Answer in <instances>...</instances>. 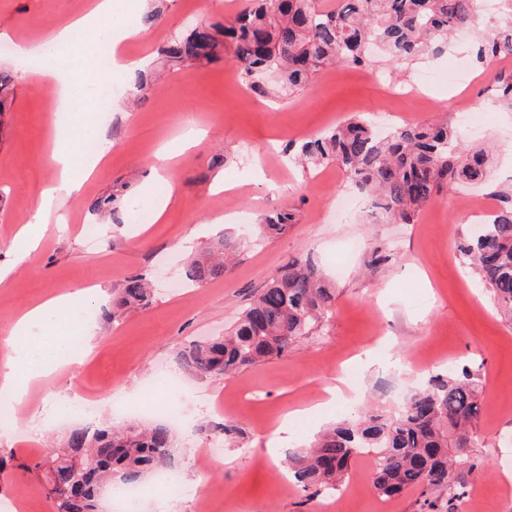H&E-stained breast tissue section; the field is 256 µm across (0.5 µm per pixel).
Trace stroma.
Wrapping results in <instances>:
<instances>
[{
	"instance_id": "1",
	"label": "stroma",
	"mask_w": 512,
	"mask_h": 512,
	"mask_svg": "<svg viewBox=\"0 0 512 512\" xmlns=\"http://www.w3.org/2000/svg\"><path fill=\"white\" fill-rule=\"evenodd\" d=\"M87 0H0V69L12 70V102L0 113V266L11 283L0 287V337L14 320L49 294L90 287L78 298L90 312L99 339L78 374H56L34 385L12 424L0 432V453L14 460L0 472V512H51L47 488L29 466L58 446L79 419L56 417L74 390L97 402V424L148 423L181 417L173 455L184 482L210 493L211 512H320L283 475L282 457L266 441L287 413L312 405L337 373L359 377L361 410L391 413L431 375L419 356L448 354L455 368L481 373L482 404L469 452L482 470L465 474L468 497L460 512H512V324L498 315L490 294L466 267L458 245L470 237L474 210L494 205L488 187L445 186L413 224H387L353 206L357 195L338 165L303 169L282 153L288 141L318 136L356 115L388 113L391 125L454 122L459 110L485 119L481 133H463L465 146L492 140L494 181L512 178V112L500 111L486 88L512 60L491 67L475 61L472 34L458 33L455 47L432 65L396 70L335 65L319 72L301 95L277 100L252 94L231 59L172 70L157 49L173 34L198 24L233 21L246 0H157L156 24L125 46L144 59L146 88L137 99L119 95L110 111L96 113L105 133V161L45 224L39 249L17 260L11 243L33 201L53 175L48 139L53 119L66 122L74 142L84 132L78 113L54 114L55 87L32 84L17 47L80 12ZM463 67L469 81L427 88L425 71L447 74ZM205 138L188 148L184 137ZM133 199L149 213L143 224L116 223L93 213L107 196ZM172 202L164 219L156 203ZM287 211L294 224L257 240L265 216ZM93 223L100 241L82 227ZM239 241L238 262L224 277L180 289L188 262L218 233ZM390 261L366 264L375 249ZM310 257L329 276L336 305L322 335L287 356L261 362L224 380L181 375L179 352L191 340L222 335L251 297L289 261ZM346 258L336 274L338 258ZM154 283L152 303L111 318L112 296L127 277ZM129 401L111 408L113 391ZM236 426L224 438V423ZM220 454H211V447ZM351 491L340 512H415L416 495L379 496L364 461L354 463Z\"/></svg>"
}]
</instances>
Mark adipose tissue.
Segmentation results:
<instances>
[{
  "label": "adipose tissue",
  "mask_w": 512,
  "mask_h": 512,
  "mask_svg": "<svg viewBox=\"0 0 512 512\" xmlns=\"http://www.w3.org/2000/svg\"><path fill=\"white\" fill-rule=\"evenodd\" d=\"M123 9L120 0H95L91 10L53 29L44 41L20 46V53L34 64L32 76L35 81L59 85L57 110L72 109L73 99L65 74L57 67L54 56L43 52V45H53L62 50L74 46L87 33L111 44V70H91L82 86V98H89L97 87L135 73L141 66L140 61L127 58L121 49L126 40L144 34L142 28L128 27ZM51 133L56 147L53 156L55 179L51 187L43 189L38 195L31 223L22 225L16 235L14 251L21 259L39 245L40 237L34 229L35 224L41 223L45 214L60 199L79 192L83 175L92 174L97 166L96 160L84 159L82 174H75L76 161L70 147V129L56 122L51 126ZM73 300L74 296L70 293L52 296L14 322L8 337L0 344V396L22 401L31 382L41 380L57 369H71L77 365V358L66 353L68 337L65 327L72 323L70 306Z\"/></svg>",
  "instance_id": "adipose-tissue-1"
}]
</instances>
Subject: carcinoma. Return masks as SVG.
I'll return each instance as SVG.
<instances>
[{
  "label": "carcinoma",
  "mask_w": 512,
  "mask_h": 512,
  "mask_svg": "<svg viewBox=\"0 0 512 512\" xmlns=\"http://www.w3.org/2000/svg\"><path fill=\"white\" fill-rule=\"evenodd\" d=\"M480 0H249L232 25L203 24L159 48L165 64L212 61L232 47L238 71L251 90L268 93L262 76L275 71L281 90H303L327 66L372 67L373 49L395 66L433 61L448 51L449 38L472 25ZM494 33L479 40L484 65L512 52V0H501ZM495 102L512 112V74L497 76ZM285 152L303 164L336 163L355 186L370 191L379 220L413 224L443 186L485 183L498 197L491 218L460 246L464 262L490 293L497 311L512 323V187L488 181L489 151H468L448 124L404 125L379 136L355 116L320 137ZM294 222L279 213L259 225L269 237ZM240 254L228 236L215 239L190 261L188 281L204 284L224 276L227 261ZM147 278L125 281L112 300V318L147 305ZM336 289L327 286L308 258L294 259L258 291L224 335L192 341L180 353L182 369L201 378H231L260 362L291 352L327 321ZM482 390L478 371L464 368L438 374L411 394L392 415L354 412L327 426L310 444L288 457V469L309 497L338 489L351 463L366 448L373 485L382 497L417 495L416 512H458L465 497L463 473L482 469L467 448L474 439ZM173 440L168 425L72 430L60 448H48L40 478L52 495L53 512H98L103 486L136 483L145 473L171 466Z\"/></svg>",
  "instance_id": "1"
}]
</instances>
